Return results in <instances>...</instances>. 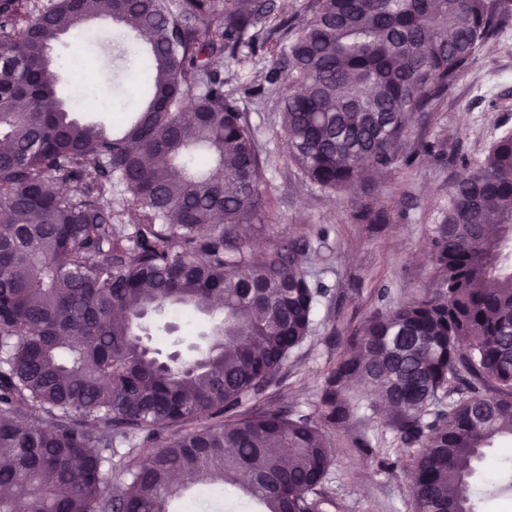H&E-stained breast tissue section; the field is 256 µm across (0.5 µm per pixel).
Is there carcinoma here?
<instances>
[{"instance_id": "1", "label": "carcinoma", "mask_w": 512, "mask_h": 512, "mask_svg": "<svg viewBox=\"0 0 512 512\" xmlns=\"http://www.w3.org/2000/svg\"><path fill=\"white\" fill-rule=\"evenodd\" d=\"M302 27L271 0H0V512H167L181 490L238 486L260 512H329L332 448L376 453L390 410L415 512H479L470 484L512 440V131L448 189L430 241L437 292L367 319L310 416L236 410L278 382L327 290L295 243L248 251L266 219L263 160L224 60L268 43L288 156L336 191L410 164L403 151L512 16V0H310ZM93 18L148 47L147 106L117 132L70 116L47 52ZM126 203L127 222L112 206ZM167 306L216 319L191 360L167 362L140 321ZM372 386L353 401L355 386ZM448 405L438 406L443 398ZM226 421H220V418ZM102 424L108 431L99 433ZM193 429L169 440V427ZM146 455L111 493L112 444ZM512 491L504 468L485 494ZM346 431L352 434L364 431L372 432L378 437L379 448H383V451L391 448L389 445L393 436L382 416L371 415L370 412L368 415L359 414L350 422Z\"/></svg>"}]
</instances>
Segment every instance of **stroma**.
<instances>
[{
    "label": "stroma",
    "instance_id": "stroma-1",
    "mask_svg": "<svg viewBox=\"0 0 512 512\" xmlns=\"http://www.w3.org/2000/svg\"><path fill=\"white\" fill-rule=\"evenodd\" d=\"M93 37L85 48L112 74L97 116L111 125L136 111L140 97L127 89L139 75L142 58L132 35L100 19L87 22ZM275 56L273 46L243 62H225L229 87L262 84ZM264 161V196L274 220L247 228L251 248L260 250L293 239L309 247L310 271L327 294L317 306L312 332L289 358L282 380L253 401V408L314 412L323 377L370 316L430 291L434 272L428 257L432 228L448 204V186L462 172L459 156L476 159L502 133L512 130V22L482 47L467 71L449 89L443 104L417 113L404 150L412 162L380 176L373 192L352 187L321 190L297 172L288 157L279 114L271 98H243ZM383 212L380 224L364 223L365 208ZM512 463V446L491 448L473 480L482 512H512V492L497 497L485 490L497 469ZM335 512H415L400 471L378 459L339 448L324 484Z\"/></svg>",
    "mask_w": 512,
    "mask_h": 512
}]
</instances>
